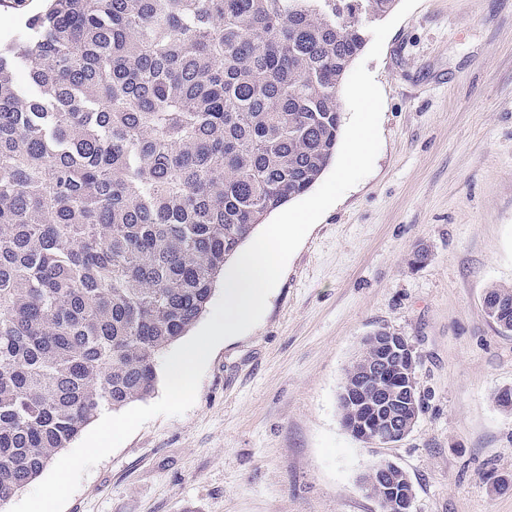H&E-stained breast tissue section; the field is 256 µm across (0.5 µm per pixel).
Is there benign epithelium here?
<instances>
[{
  "instance_id": "7a95c632",
  "label": "benign epithelium",
  "mask_w": 512,
  "mask_h": 512,
  "mask_svg": "<svg viewBox=\"0 0 512 512\" xmlns=\"http://www.w3.org/2000/svg\"><path fill=\"white\" fill-rule=\"evenodd\" d=\"M367 360L355 381L342 393L343 405L352 406L355 399L372 408V418L357 420L354 428L359 438L370 443H394L402 440L418 423V363L415 346L401 334L368 336ZM397 362L402 379L391 384L381 381L386 366ZM362 491L375 499L383 512H411L413 485L407 473L397 464L383 460L374 471L364 475Z\"/></svg>"
}]
</instances>
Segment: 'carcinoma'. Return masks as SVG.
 <instances>
[{"label": "carcinoma", "instance_id": "obj_1", "mask_svg": "<svg viewBox=\"0 0 512 512\" xmlns=\"http://www.w3.org/2000/svg\"><path fill=\"white\" fill-rule=\"evenodd\" d=\"M398 0H49L0 45V512L156 358L336 154ZM483 309L512 334V287ZM401 5V0L398 1V4L395 8V10L389 14L386 18H384L383 20L381 21H377V22H374V23H371L370 25H368V29H367V32H368V41H367V44L364 48V50L361 52V54L356 58V60L353 62V64L351 65L350 69L348 70L347 74L345 75L341 85L339 86L338 88V92H337V95H338V98L340 100V103H341V112H343V123H342V128H341V135H340V140H339V144H338V149H337V153H336V158L335 160L333 161V163L331 164V166L325 171V173L322 175V177L316 182V184L309 190L307 191L305 194L301 195V196H298L296 197L295 199L291 200L289 203H287L286 205H284L282 208H280L279 210L273 212L272 214H270L269 216L266 217V219L263 221V224H260L259 226L256 227L252 237L245 243V245L243 246V248L245 246L248 245V243L250 242V240L255 237L256 235H258L269 223L270 221L275 217L277 216L278 214H280L281 212H283L284 210L288 209L289 207L293 206L294 204L308 198L309 196H311L312 194H314L318 189L319 187L322 185V183L326 180V178L330 175V173L332 172V170L334 169L335 167V164H336V161H337V158H338V154H339V151H340V147H341V144H342V140H343V136H344V132H345V129H346V126L349 122V119H350V112H349V108L347 106V103H346V100H345V96H344V88H345V85H346V82L351 74V72L353 71V69L361 62L365 59V57L367 56L372 44H373V35L370 31V27L371 26H374V25H378V24H381V23H384L386 21H388L396 12L397 10L399 9Z\"/></svg>", "mask_w": 512, "mask_h": 512}]
</instances>
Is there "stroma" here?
<instances>
[{
  "label": "stroma",
  "mask_w": 512,
  "mask_h": 512,
  "mask_svg": "<svg viewBox=\"0 0 512 512\" xmlns=\"http://www.w3.org/2000/svg\"><path fill=\"white\" fill-rule=\"evenodd\" d=\"M367 69L372 173L309 230L260 322L216 347L193 407L142 425L63 512H380L359 481L382 458L413 512H512V411L493 399L512 388V335L482 308L512 286V0H420ZM380 326L415 345L424 399L389 446L338 407Z\"/></svg>",
  "instance_id": "35a3bbf8"
}]
</instances>
